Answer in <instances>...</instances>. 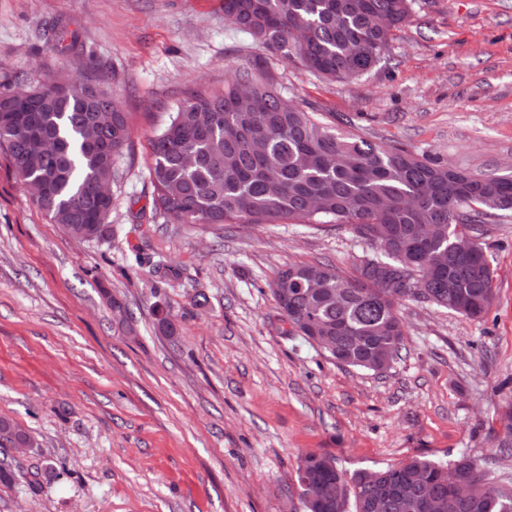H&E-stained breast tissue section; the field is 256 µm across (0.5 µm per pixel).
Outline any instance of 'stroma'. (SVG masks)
I'll return each mask as SVG.
<instances>
[{
	"label": "stroma",
	"mask_w": 512,
	"mask_h": 512,
	"mask_svg": "<svg viewBox=\"0 0 512 512\" xmlns=\"http://www.w3.org/2000/svg\"><path fill=\"white\" fill-rule=\"evenodd\" d=\"M63 69L101 80L130 139L102 240L51 221L0 149V418L34 440L20 478L0 484V512H304L294 475L310 453L351 472L464 448L512 484V454L497 452L512 409V215L483 240L490 311L402 303V356L374 373L286 334L268 287L296 262L351 273L370 245L346 226L178 224L156 212L149 179V140L176 105L244 71L269 72L338 131L510 173L512 0H415L385 58L350 82L265 49L222 0H0V84ZM159 305L174 337L157 330Z\"/></svg>",
	"instance_id": "35a3bbf8"
}]
</instances>
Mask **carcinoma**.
Listing matches in <instances>:
<instances>
[{
	"label": "carcinoma",
	"mask_w": 512,
	"mask_h": 512,
	"mask_svg": "<svg viewBox=\"0 0 512 512\" xmlns=\"http://www.w3.org/2000/svg\"><path fill=\"white\" fill-rule=\"evenodd\" d=\"M224 18L266 49L330 81L369 73L393 31L412 15L413 0H223ZM64 71L32 88L46 103L27 113L0 147L39 209L74 232H110V208L97 181L130 138L126 115L112 94L91 79L67 84ZM96 122L112 149L89 148L84 132ZM55 144L53 156L38 138ZM154 208L179 224L348 225L380 255L352 274L325 263H293L269 283L281 320L304 336H330L320 351L338 364L385 372L399 358L403 322L391 290L413 300L408 287L377 265L427 279L425 304L468 319L482 317L495 299L494 271L483 255L457 252L467 226L479 239L492 218L512 214V175H477L419 158L404 147L371 144L336 132L244 72L224 89L196 90L169 113L150 139ZM419 224L440 227L418 239ZM29 436L0 418V448ZM351 473L333 457L308 454L295 472L299 496L315 481L320 499L304 512H425V494L444 512H512V485L488 481L465 451L446 461L421 457ZM468 496L457 495L459 485Z\"/></svg>",
	"instance_id": "1"
}]
</instances>
